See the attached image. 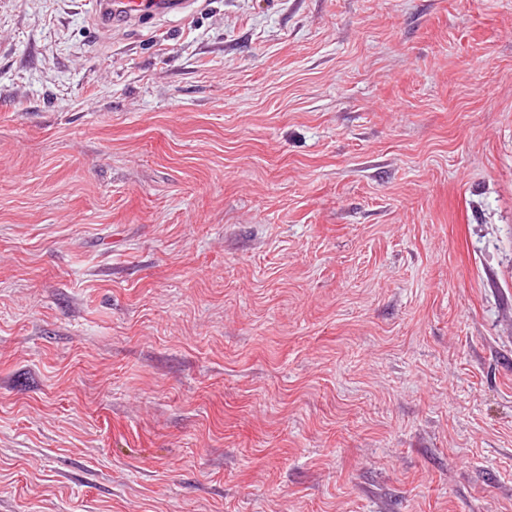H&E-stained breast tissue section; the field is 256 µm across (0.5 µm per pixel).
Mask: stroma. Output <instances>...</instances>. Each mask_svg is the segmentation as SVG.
Listing matches in <instances>:
<instances>
[{"mask_svg":"<svg viewBox=\"0 0 512 512\" xmlns=\"http://www.w3.org/2000/svg\"><path fill=\"white\" fill-rule=\"evenodd\" d=\"M0 512H512V0H0ZM94 6L103 28L137 24L145 18L184 14L194 0H95Z\"/></svg>","mask_w":512,"mask_h":512,"instance_id":"35a3bbf8","label":"stroma"}]
</instances>
